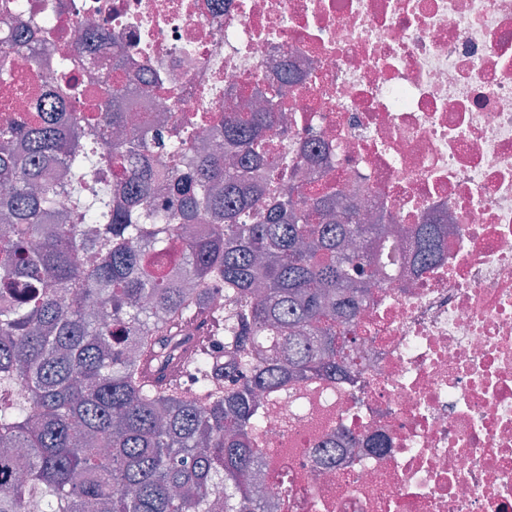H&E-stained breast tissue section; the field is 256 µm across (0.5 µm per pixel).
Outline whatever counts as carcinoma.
Listing matches in <instances>:
<instances>
[{"label": "carcinoma", "mask_w": 512, "mask_h": 512, "mask_svg": "<svg viewBox=\"0 0 512 512\" xmlns=\"http://www.w3.org/2000/svg\"><path fill=\"white\" fill-rule=\"evenodd\" d=\"M28 50L16 35L0 58ZM291 83L269 86L260 111L224 116L228 167L218 150L162 164L188 149V128L112 139L127 121L118 98L136 85L119 65L97 89L95 120L40 103L32 123L0 127V512L268 507L261 396L351 376L344 333L397 261L381 227L326 187L290 181L277 202L264 199L256 170ZM61 182L90 223L58 218ZM439 234L417 225L408 259L432 263ZM170 244L183 261L167 270L151 254ZM213 284L229 299L222 310L209 303ZM189 322L220 346L199 345L175 366ZM178 370L193 371L198 399L183 396ZM18 385L24 401L12 396Z\"/></svg>", "instance_id": "carcinoma-1"}]
</instances>
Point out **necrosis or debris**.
<instances>
[{
  "mask_svg": "<svg viewBox=\"0 0 512 512\" xmlns=\"http://www.w3.org/2000/svg\"><path fill=\"white\" fill-rule=\"evenodd\" d=\"M0 17V43L25 29L71 58L14 60L0 125L32 91L90 108L118 59L139 82L123 111L203 149L292 70L261 179L303 172L383 216L401 252L426 221L442 247L373 288L352 380L277 399L261 467L278 512H512V0H0ZM329 430L325 468L311 445Z\"/></svg>",
  "mask_w": 512,
  "mask_h": 512,
  "instance_id": "obj_1",
  "label": "necrosis or debris"
}]
</instances>
